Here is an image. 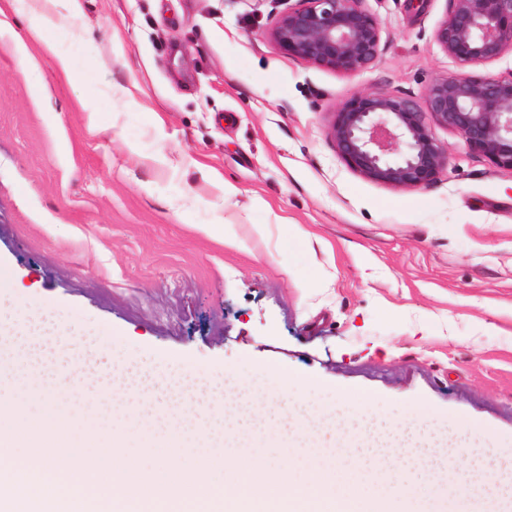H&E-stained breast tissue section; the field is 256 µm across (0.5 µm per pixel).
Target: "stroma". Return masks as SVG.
<instances>
[{
  "instance_id": "obj_1",
  "label": "stroma",
  "mask_w": 512,
  "mask_h": 512,
  "mask_svg": "<svg viewBox=\"0 0 512 512\" xmlns=\"http://www.w3.org/2000/svg\"><path fill=\"white\" fill-rule=\"evenodd\" d=\"M78 4L58 35L85 76L71 82L31 38L33 0H0L36 60L20 70L0 39V276L52 316L123 332L145 362L276 364L382 401L424 400L511 445L512 172L436 126L447 168L390 188L328 136L357 92L419 101L430 80L462 73L434 39L447 0L419 13L363 0L381 46L355 75L265 38L283 0ZM284 218L310 232L304 265L272 259ZM200 224L236 225L249 246ZM196 229L205 237L225 246L242 249L245 241L238 235L233 224H200Z\"/></svg>"
}]
</instances>
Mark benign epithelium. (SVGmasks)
Here are the masks:
<instances>
[{
    "mask_svg": "<svg viewBox=\"0 0 512 512\" xmlns=\"http://www.w3.org/2000/svg\"><path fill=\"white\" fill-rule=\"evenodd\" d=\"M363 0H296L266 38L312 64L353 74L380 54L378 19ZM440 48L462 67L478 66L512 50V0H448L435 30ZM455 130L471 149L512 172V76L473 74L434 78L423 103L363 91L334 112L328 135L338 155L364 179L393 188H419L448 165V150L431 125Z\"/></svg>",
    "mask_w": 512,
    "mask_h": 512,
    "instance_id": "benign-epithelium-1",
    "label": "benign epithelium"
}]
</instances>
